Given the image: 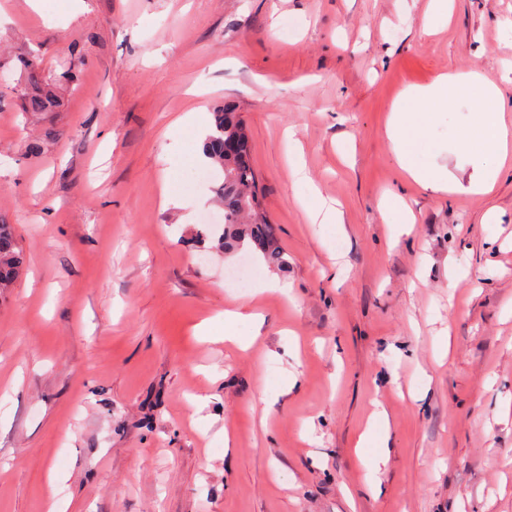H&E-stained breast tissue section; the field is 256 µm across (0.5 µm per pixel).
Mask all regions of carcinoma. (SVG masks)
Segmentation results:
<instances>
[{
    "instance_id": "obj_1",
    "label": "carcinoma",
    "mask_w": 512,
    "mask_h": 512,
    "mask_svg": "<svg viewBox=\"0 0 512 512\" xmlns=\"http://www.w3.org/2000/svg\"><path fill=\"white\" fill-rule=\"evenodd\" d=\"M23 65L29 70L28 79L34 85V90L25 99V111L45 112L54 102L53 91L49 87L39 86L34 61H25ZM226 141L237 142L234 153L224 152ZM204 150L222 174V182L215 188L224 206V231L218 238L219 246L233 248L246 243L261 254L270 266H284L283 252L272 235L263 206L251 204L248 209H242V199L249 200L258 193V185L248 148L247 128L236 107L224 105L214 112V123L204 143ZM24 261V253L13 226L0 223L1 293L13 285Z\"/></svg>"
}]
</instances>
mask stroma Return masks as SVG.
Segmentation results:
<instances>
[{"label": "stroma", "instance_id": "obj_1", "mask_svg": "<svg viewBox=\"0 0 512 512\" xmlns=\"http://www.w3.org/2000/svg\"><path fill=\"white\" fill-rule=\"evenodd\" d=\"M31 53L45 112L23 109ZM510 65L512 0H0V223L25 255L0 297V512H512V159L488 194L432 193L387 135L408 88L473 70L512 128ZM473 102L432 116L426 167L467 179ZM226 103L283 269L198 236L224 215L197 154ZM295 150L343 232L312 223ZM247 264L286 291L237 284ZM237 303L262 315L248 348L195 336ZM378 405L373 489L354 445ZM382 214L388 224H399L401 233L403 224H408L407 206L401 197L396 195L385 196L381 201Z\"/></svg>", "mask_w": 512, "mask_h": 512}]
</instances>
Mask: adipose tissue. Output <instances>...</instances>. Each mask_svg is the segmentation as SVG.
<instances>
[{
	"label": "adipose tissue",
	"mask_w": 512,
	"mask_h": 512,
	"mask_svg": "<svg viewBox=\"0 0 512 512\" xmlns=\"http://www.w3.org/2000/svg\"><path fill=\"white\" fill-rule=\"evenodd\" d=\"M480 86L476 112L470 125L462 132L460 144L471 151L474 169L468 182H461L450 171L432 172L418 158L426 124L433 109L447 106L459 91ZM503 96L492 85L481 82L478 71L460 76L439 75L432 83L407 90L398 112L388 124V137L393 154L407 177L434 192L467 191L483 194L492 190L508 152L512 151V135L502 119Z\"/></svg>",
	"instance_id": "obj_1"
}]
</instances>
